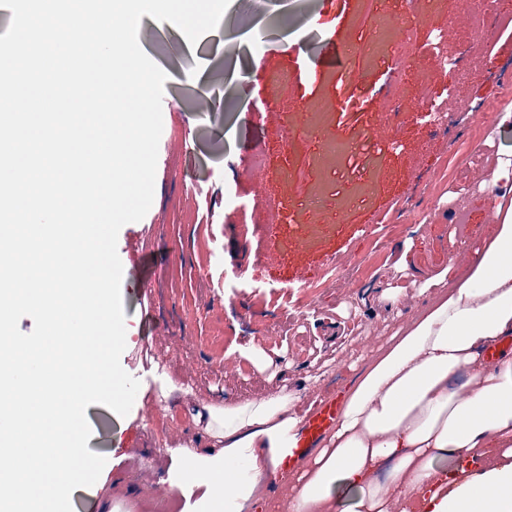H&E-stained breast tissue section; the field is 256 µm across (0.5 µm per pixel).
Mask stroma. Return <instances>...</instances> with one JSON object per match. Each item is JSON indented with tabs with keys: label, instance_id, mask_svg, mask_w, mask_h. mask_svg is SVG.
Masks as SVG:
<instances>
[{
	"label": "stroma",
	"instance_id": "stroma-1",
	"mask_svg": "<svg viewBox=\"0 0 512 512\" xmlns=\"http://www.w3.org/2000/svg\"><path fill=\"white\" fill-rule=\"evenodd\" d=\"M409 10L411 46L398 37ZM243 12L249 23L230 44L220 29L192 46L172 24L140 20L141 48L168 75L154 201L117 241L132 337L121 365L140 389L127 416L86 409L87 447L107 459L99 481L116 512L199 508L201 489L169 492L172 448L200 430L184 399L162 397L159 374L198 403L255 399L270 385L240 352L259 342L285 354L289 382L317 375L319 392L344 396L351 363L423 303L413 292L398 310L379 303L399 276L398 257L407 255L417 280L444 268L459 212L477 245L490 229L493 170L512 159V120L502 121L496 97L512 75V40L483 43L450 25L448 0H258L230 9ZM323 40L343 44L358 80L314 67ZM402 56L407 64L391 78ZM387 106L397 130L384 141L375 130ZM434 109L446 120L429 118ZM257 151L266 161L258 172ZM376 213L381 223H371Z\"/></svg>",
	"mask_w": 512,
	"mask_h": 512
}]
</instances>
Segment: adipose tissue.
<instances>
[{"label": "adipose tissue", "mask_w": 512, "mask_h": 512, "mask_svg": "<svg viewBox=\"0 0 512 512\" xmlns=\"http://www.w3.org/2000/svg\"><path fill=\"white\" fill-rule=\"evenodd\" d=\"M473 252L421 283L426 306L368 354L335 427L293 473L277 469L320 379L289 385L261 344L242 350L274 389L191 409L205 439L179 445L171 490L202 488L204 512H512V207ZM460 458L487 468L446 472ZM273 478L287 501L271 496Z\"/></svg>", "instance_id": "ef3b65f1"}]
</instances>
